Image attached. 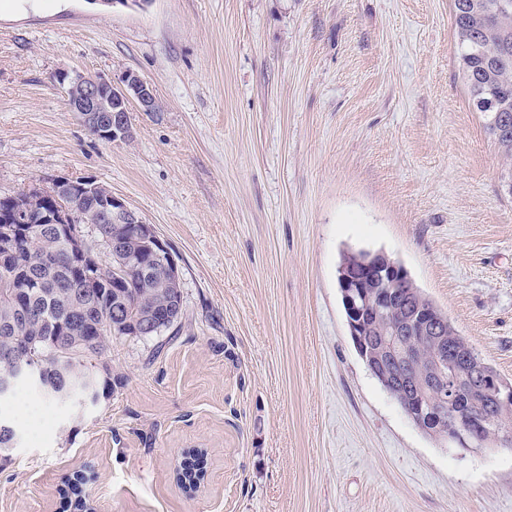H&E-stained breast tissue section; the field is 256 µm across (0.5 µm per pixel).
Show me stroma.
Segmentation results:
<instances>
[{
	"mask_svg": "<svg viewBox=\"0 0 512 512\" xmlns=\"http://www.w3.org/2000/svg\"><path fill=\"white\" fill-rule=\"evenodd\" d=\"M150 81L105 142L55 74ZM451 0H0V196L107 185L172 255L176 340L117 339L125 384L0 459V512H512V449L418 429L349 336L337 267L381 250L512 382V195ZM207 451L187 494L175 467Z\"/></svg>",
	"mask_w": 512,
	"mask_h": 512,
	"instance_id": "35a3bbf8",
	"label": "stroma"
}]
</instances>
